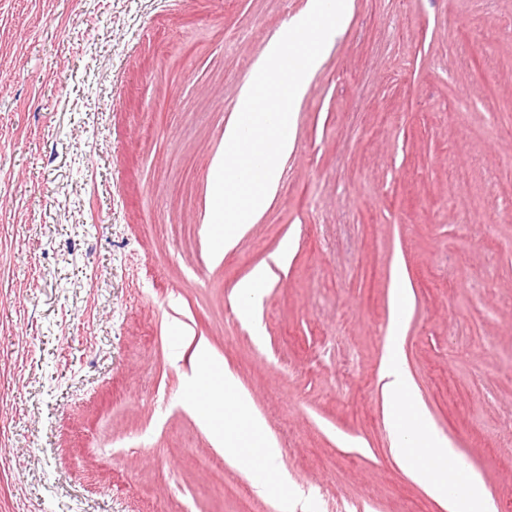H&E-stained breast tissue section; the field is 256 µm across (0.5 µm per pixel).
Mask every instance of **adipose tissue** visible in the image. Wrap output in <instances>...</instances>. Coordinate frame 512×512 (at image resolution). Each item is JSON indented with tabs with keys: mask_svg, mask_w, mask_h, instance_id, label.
<instances>
[{
	"mask_svg": "<svg viewBox=\"0 0 512 512\" xmlns=\"http://www.w3.org/2000/svg\"><path fill=\"white\" fill-rule=\"evenodd\" d=\"M288 247H281L271 262L257 265L236 285L239 311L251 318L275 268L284 267ZM390 344L382 360L380 380L391 402L388 420L394 435V455L403 472L424 486L445 512H495L479 477L449 449L421 410L402 352V333L410 301L402 275L392 284ZM181 344H195L189 328L179 330ZM199 366L189 388L201 421L224 458L254 475L259 494L279 497L286 477L278 468L280 450L264 431L262 419L248 411V398L226 367L212 359L204 345L195 344Z\"/></svg>",
	"mask_w": 512,
	"mask_h": 512,
	"instance_id": "ef3b65f1",
	"label": "adipose tissue"
}]
</instances>
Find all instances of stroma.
Returning <instances> with one entry per match:
<instances>
[{
    "mask_svg": "<svg viewBox=\"0 0 512 512\" xmlns=\"http://www.w3.org/2000/svg\"><path fill=\"white\" fill-rule=\"evenodd\" d=\"M308 3L0 0V512H444L390 452L397 269L420 406L512 512V0H352L272 200L216 259L224 129ZM284 245L244 322L236 283ZM180 321L285 498L213 446Z\"/></svg>",
    "mask_w": 512,
    "mask_h": 512,
    "instance_id": "35a3bbf8",
    "label": "stroma"
}]
</instances>
